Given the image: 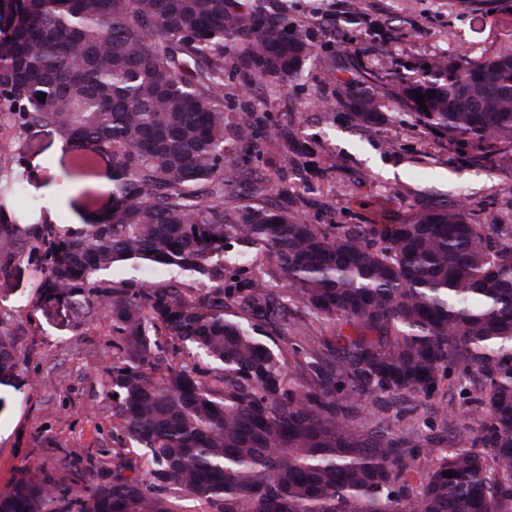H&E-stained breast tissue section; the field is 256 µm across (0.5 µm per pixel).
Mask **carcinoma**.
<instances>
[{
    "mask_svg": "<svg viewBox=\"0 0 512 512\" xmlns=\"http://www.w3.org/2000/svg\"><path fill=\"white\" fill-rule=\"evenodd\" d=\"M226 42L280 86L313 52L287 18L235 0H19L0 39V119L56 130L74 180L112 161L111 212L75 232L42 226L34 252L45 293L112 318L118 445L112 472L89 471L78 492L23 476L0 512H512V225L471 224L461 207L337 232L286 208L228 217ZM401 93L426 130L512 148V44L437 59ZM338 104L359 125L387 119L374 90L346 87ZM25 173L0 156L3 275L25 252L8 204ZM255 250L271 268L227 282ZM125 269L140 275L132 292L103 278ZM278 278L336 331L323 361L289 365L254 336L261 319L296 325ZM17 351L0 327L1 375ZM452 377L476 395L479 439L430 449L425 472L411 432L359 415L371 391L427 399Z\"/></svg>",
    "mask_w": 512,
    "mask_h": 512,
    "instance_id": "carcinoma-1",
    "label": "carcinoma"
}]
</instances>
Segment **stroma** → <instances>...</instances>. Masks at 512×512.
I'll return each mask as SVG.
<instances>
[{
	"instance_id": "obj_1",
	"label": "stroma",
	"mask_w": 512,
	"mask_h": 512,
	"mask_svg": "<svg viewBox=\"0 0 512 512\" xmlns=\"http://www.w3.org/2000/svg\"><path fill=\"white\" fill-rule=\"evenodd\" d=\"M313 45L302 76L282 87L247 83L242 68L224 71L229 126L250 122L256 133L280 127L279 144L248 151L232 145L228 167L236 202L285 206L327 230L408 213L462 207L470 222L512 224V151L448 142L418 127L398 96L400 78L459 51L489 56L512 44V0H265ZM347 86L385 96L381 125H355L338 105ZM23 157L29 178L14 200L20 232L56 224L78 230L112 203V167L97 166L92 207L69 177L72 150L49 128L0 127V154ZM36 256L22 255L0 275V326L17 329L19 367L0 379V492L22 470L46 474L74 491L89 464L112 467V412L102 374L115 357L112 322L98 307L76 309L70 298L39 287ZM365 414H407L422 437L440 431V415L464 417L456 386L429 400L370 395Z\"/></svg>"
}]
</instances>
